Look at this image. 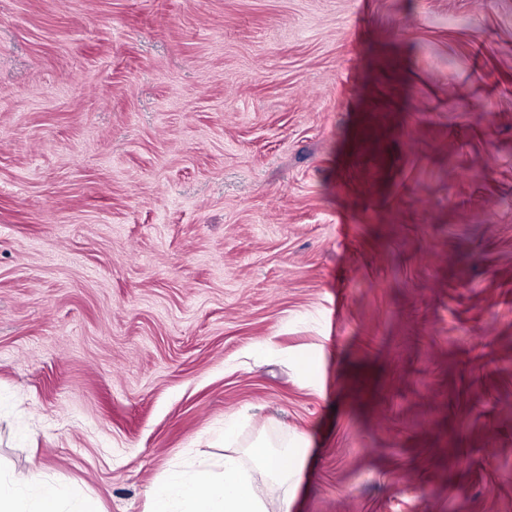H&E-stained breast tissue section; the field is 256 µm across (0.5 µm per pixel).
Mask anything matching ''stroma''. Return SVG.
<instances>
[{
    "label": "stroma",
    "instance_id": "1",
    "mask_svg": "<svg viewBox=\"0 0 512 512\" xmlns=\"http://www.w3.org/2000/svg\"><path fill=\"white\" fill-rule=\"evenodd\" d=\"M228 422L512 512V0H0V469L147 512Z\"/></svg>",
    "mask_w": 512,
    "mask_h": 512
}]
</instances>
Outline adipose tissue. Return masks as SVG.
Masks as SVG:
<instances>
[{
  "mask_svg": "<svg viewBox=\"0 0 512 512\" xmlns=\"http://www.w3.org/2000/svg\"><path fill=\"white\" fill-rule=\"evenodd\" d=\"M281 489L276 510L255 491L256 483ZM294 485L274 441L255 440L245 454H225L221 472L207 467L169 470L149 490L148 512H292ZM0 512H100L93 499L71 507L66 489L32 472L0 476Z\"/></svg>",
  "mask_w": 512,
  "mask_h": 512,
  "instance_id": "adipose-tissue-1",
  "label": "adipose tissue"
}]
</instances>
